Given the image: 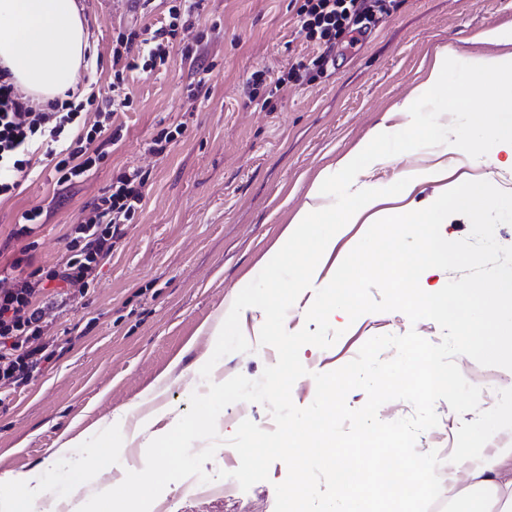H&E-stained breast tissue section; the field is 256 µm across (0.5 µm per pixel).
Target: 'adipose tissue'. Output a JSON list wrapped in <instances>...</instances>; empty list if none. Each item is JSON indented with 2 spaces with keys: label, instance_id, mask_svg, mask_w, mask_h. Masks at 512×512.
Returning <instances> with one entry per match:
<instances>
[{
  "label": "adipose tissue",
  "instance_id": "ef3b65f1",
  "mask_svg": "<svg viewBox=\"0 0 512 512\" xmlns=\"http://www.w3.org/2000/svg\"><path fill=\"white\" fill-rule=\"evenodd\" d=\"M89 49L88 29L77 0H0V65L9 69L18 88L42 102L64 97ZM473 70L494 101L492 112L474 115L473 124L494 132L512 155V94L503 80L512 73V53L475 60ZM377 164L378 155L362 147L322 173L296 212L297 228L324 221L320 200L338 173L358 171L360 162ZM512 448L495 454L470 447L450 453L448 483L460 486L448 499V512H512Z\"/></svg>",
  "mask_w": 512,
  "mask_h": 512
}]
</instances>
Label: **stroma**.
<instances>
[{
	"mask_svg": "<svg viewBox=\"0 0 512 512\" xmlns=\"http://www.w3.org/2000/svg\"><path fill=\"white\" fill-rule=\"evenodd\" d=\"M80 3L91 58L74 84L104 101L112 95L118 31L158 25L171 2L154 0L145 12L131 9L129 0ZM293 9L292 0H203L194 26L181 34L183 44L199 45L211 66L200 92L191 90L196 60L173 50L165 68L130 74L132 104L115 119L121 139L82 182L56 186L54 160L39 151L31 174L12 197L0 199V243L8 244L9 256L21 258L27 272L49 269L68 255L73 224L117 176L133 169L147 174L142 209L111 260L86 294L50 311L54 359L20 387L0 388V501L15 496L6 474L34 473L45 489L43 512L82 506L141 468L149 441L135 437V419L124 416L129 406L143 414L166 408L154 428H171L188 411L192 393L238 374L259 379L275 364L276 350L259 345V328L250 318L241 325L250 352L226 355L203 380L195 364L212 355L214 344L201 328L220 321L269 262L318 174L360 142H371L381 161L357 176L353 189L388 187L408 169L437 165L442 176L378 198L357 223L337 232L315 288L303 291L285 317L288 332L305 327L316 288L331 281L374 221L428 206L464 181L485 180L512 192V167L500 140L471 124L472 113L491 108L471 63L500 51L479 35L494 27L512 32V0H395L386 20L356 45L337 38L330 77L312 68L267 106L251 103L246 82L254 71L273 80L296 57L314 53L312 40L293 23ZM443 45L456 51L445 92L413 100L412 110L402 111ZM178 125L183 132L168 153L152 154L153 136ZM428 129L437 137L421 138ZM35 206L48 209L47 221L24 242L10 241L20 214ZM331 324L343 331L333 346L300 350L307 373L292 388L297 407L312 403L314 374L352 361L372 337L412 329L435 343L443 337L434 321L413 324L399 311L367 313L351 324L335 315ZM456 364L469 383L480 384V409L493 408L499 391L512 388L510 370L467 356ZM435 409L439 422L420 434L416 448L444 459L461 423L475 415L457 414L443 400ZM246 419L265 430L272 422L266 406L248 402L227 406L217 419L223 443L204 465L213 477L211 493L198 492L197 478H186L168 485L150 512H275V485L287 476L284 462H273L268 480L246 491L230 476L240 458L228 440ZM108 453L113 459L106 471L100 460ZM220 470L227 478H217Z\"/></svg>",
	"mask_w": 512,
	"mask_h": 512,
	"instance_id": "obj_1",
	"label": "stroma"
}]
</instances>
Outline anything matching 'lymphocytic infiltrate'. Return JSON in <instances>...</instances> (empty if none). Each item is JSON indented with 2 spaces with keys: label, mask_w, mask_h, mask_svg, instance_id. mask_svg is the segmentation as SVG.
<instances>
[{
  "label": "lymphocytic infiltrate",
  "mask_w": 512,
  "mask_h": 512,
  "mask_svg": "<svg viewBox=\"0 0 512 512\" xmlns=\"http://www.w3.org/2000/svg\"><path fill=\"white\" fill-rule=\"evenodd\" d=\"M392 0H302L298 24L313 39L314 64L327 74L336 62V38L365 35L390 14ZM200 0H178L169 18L142 37L136 29L118 33L112 47V107L100 109L95 96L67 91L64 98L42 105L24 95L8 69L0 67V198L13 195L31 166L32 149L56 159L58 186L66 188L105 159L107 147L119 139L112 130L115 111L127 108L128 72L140 62L165 65L181 30L193 24ZM146 178L140 171L119 175L74 228L71 253L52 270L20 273V259L0 263V387L19 385L52 361L55 351L46 339V315L55 300L85 293L99 269L125 234L143 202Z\"/></svg>",
  "instance_id": "lymphocytic-infiltrate-1"
}]
</instances>
